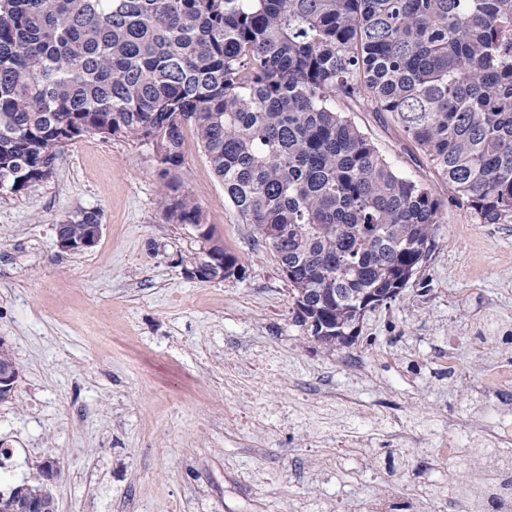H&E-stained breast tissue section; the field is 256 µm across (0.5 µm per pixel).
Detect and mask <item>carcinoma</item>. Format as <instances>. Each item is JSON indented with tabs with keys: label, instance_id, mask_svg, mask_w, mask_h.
<instances>
[{
	"label": "carcinoma",
	"instance_id": "cac0c4a2",
	"mask_svg": "<svg viewBox=\"0 0 512 512\" xmlns=\"http://www.w3.org/2000/svg\"><path fill=\"white\" fill-rule=\"evenodd\" d=\"M338 100L391 113L453 198L512 223V0H0V193L88 134L155 143L167 175L191 124L327 350L419 272L445 206L381 163ZM162 210L204 223L178 192ZM21 487L55 509L43 484Z\"/></svg>",
	"mask_w": 512,
	"mask_h": 512
}]
</instances>
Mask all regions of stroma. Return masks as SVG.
Returning <instances> with one entry per match:
<instances>
[{
  "label": "stroma",
  "instance_id": "35a3bbf8",
  "mask_svg": "<svg viewBox=\"0 0 512 512\" xmlns=\"http://www.w3.org/2000/svg\"><path fill=\"white\" fill-rule=\"evenodd\" d=\"M380 159L447 199L437 246L399 297L365 313L359 338L328 351L295 324L272 251L224 195L193 128L160 176L154 144L86 135L53 175L0 196V338L19 369L0 402V467L41 482L56 512H367L406 502L448 512V488L477 466L440 457L451 413L498 417L478 396L512 364V224H483L386 113L337 102ZM195 199L241 266L184 273L193 232L160 207ZM101 215L98 243L56 245L58 225ZM456 347L459 366L440 355ZM268 380L254 382L256 364Z\"/></svg>",
  "mask_w": 512,
  "mask_h": 512
}]
</instances>
